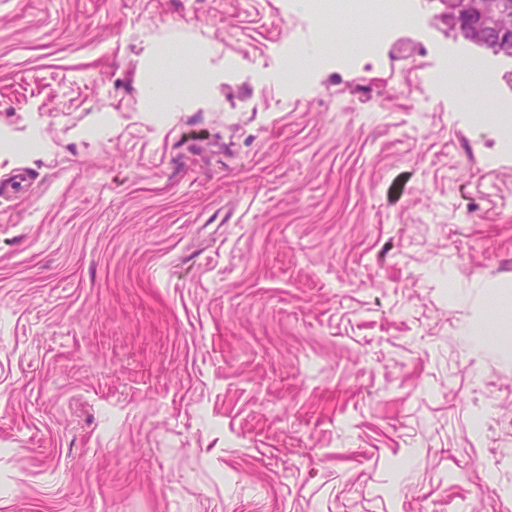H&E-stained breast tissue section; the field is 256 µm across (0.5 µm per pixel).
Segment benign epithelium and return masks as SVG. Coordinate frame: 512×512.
<instances>
[{"mask_svg":"<svg viewBox=\"0 0 512 512\" xmlns=\"http://www.w3.org/2000/svg\"><path fill=\"white\" fill-rule=\"evenodd\" d=\"M448 26L465 44L512 57V0H444Z\"/></svg>","mask_w":512,"mask_h":512,"instance_id":"7a95c632","label":"benign epithelium"}]
</instances>
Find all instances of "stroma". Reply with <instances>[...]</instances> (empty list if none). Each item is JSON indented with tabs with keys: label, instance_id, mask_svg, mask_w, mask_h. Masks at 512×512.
<instances>
[{
	"label": "stroma",
	"instance_id": "35a3bbf8",
	"mask_svg": "<svg viewBox=\"0 0 512 512\" xmlns=\"http://www.w3.org/2000/svg\"><path fill=\"white\" fill-rule=\"evenodd\" d=\"M293 2L0 0V512H512V58ZM448 71L456 75V79L448 85ZM477 77L476 79H474ZM434 90L441 93L449 92L461 102L467 100V90L477 87L483 95L491 99L499 114L512 112V101L503 98L496 84L486 80L482 75L481 64L467 55H457L448 58V63L431 79Z\"/></svg>",
	"mask_w": 512,
	"mask_h": 512
}]
</instances>
